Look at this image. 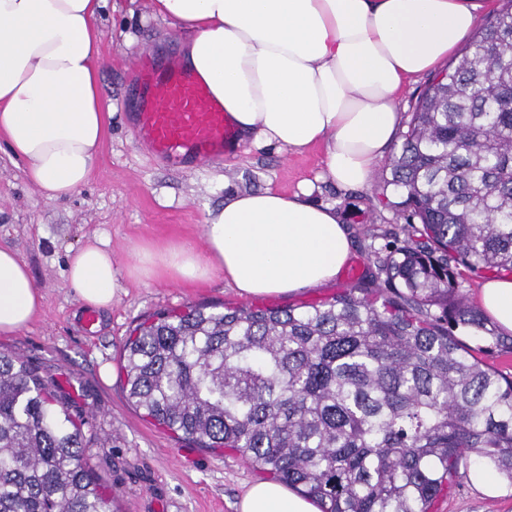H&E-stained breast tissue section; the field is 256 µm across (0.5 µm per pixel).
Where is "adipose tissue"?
Instances as JSON below:
<instances>
[{
    "label": "adipose tissue",
    "instance_id": "obj_1",
    "mask_svg": "<svg viewBox=\"0 0 512 512\" xmlns=\"http://www.w3.org/2000/svg\"><path fill=\"white\" fill-rule=\"evenodd\" d=\"M108 0H0V139L28 181L56 201L91 178L112 106L101 90L99 19ZM183 32L180 57L239 133L300 153L325 147L327 175L369 185L411 77L433 71L472 33L484 0H149ZM203 248L135 245L126 269L92 237L69 253L66 279L107 309L125 280L175 284L223 274L265 298L326 285L350 261L335 207L275 189L234 192L207 211ZM480 310L512 335V275L485 280ZM44 296L20 254L0 246V335L29 327ZM237 512H319L276 480L249 486Z\"/></svg>",
    "mask_w": 512,
    "mask_h": 512
}]
</instances>
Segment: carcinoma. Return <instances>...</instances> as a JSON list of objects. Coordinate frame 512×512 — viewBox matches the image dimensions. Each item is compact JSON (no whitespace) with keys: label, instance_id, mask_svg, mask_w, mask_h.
I'll use <instances>...</instances> for the list:
<instances>
[{"label":"carcinoma","instance_id":"1","mask_svg":"<svg viewBox=\"0 0 512 512\" xmlns=\"http://www.w3.org/2000/svg\"><path fill=\"white\" fill-rule=\"evenodd\" d=\"M385 185L403 245L371 285L318 302L159 315L124 352L129 401L158 425L316 499L322 512H429L472 462L512 484V353L461 281L512 275V0L428 80ZM83 424L0 352V512H110ZM460 342L478 356L485 364L494 367L503 374L512 376V354L499 352H485L486 342L481 336H473L471 333L458 329L454 331Z\"/></svg>","mask_w":512,"mask_h":512}]
</instances>
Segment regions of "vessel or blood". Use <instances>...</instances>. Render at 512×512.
<instances>
[{"instance_id": "b4317fda", "label": "vessel or blood", "mask_w": 512, "mask_h": 512, "mask_svg": "<svg viewBox=\"0 0 512 512\" xmlns=\"http://www.w3.org/2000/svg\"><path fill=\"white\" fill-rule=\"evenodd\" d=\"M136 69L142 98L137 133L157 160L198 165L223 157L236 144L223 106L178 60L160 63L147 54Z\"/></svg>"}]
</instances>
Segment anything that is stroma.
<instances>
[{"label":"stroma","mask_w":512,"mask_h":512,"mask_svg":"<svg viewBox=\"0 0 512 512\" xmlns=\"http://www.w3.org/2000/svg\"><path fill=\"white\" fill-rule=\"evenodd\" d=\"M109 3L99 22L101 87L114 115L90 181L69 198L46 200L27 180L22 162L0 143V246L21 254L45 297L41 315L27 329L0 336V349L18 352L59 388L77 390L72 404L86 421V456L98 482L112 491V512H235L247 485L263 479V472L233 452L197 447L146 421L126 397L121 353L132 328L148 315L195 304L217 311L249 306L252 298L219 273L195 287L130 281L88 331L81 323L85 307L63 275L69 251L97 236L123 268L140 242H202L207 209L223 203L229 192L270 187L291 195L310 181V201L335 206L347 225L350 264L358 273L351 281L341 277L274 297V304L286 305L322 300L350 282L367 281L371 251L401 238L404 221L390 207L396 195L385 185L383 159L369 186L347 190L325 178L318 146L291 154L249 138L220 161L179 169L160 163L137 135L134 64L147 50L158 60L177 53L180 38L170 21L150 15L147 0ZM432 512H512V501L481 494L463 476L434 502Z\"/></svg>","instance_id":"35a3bbf8"}]
</instances>
